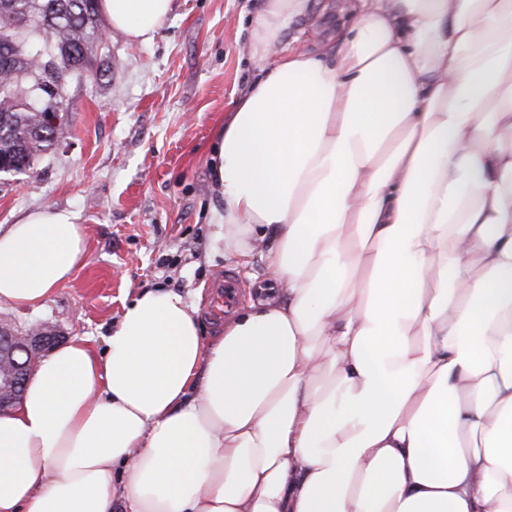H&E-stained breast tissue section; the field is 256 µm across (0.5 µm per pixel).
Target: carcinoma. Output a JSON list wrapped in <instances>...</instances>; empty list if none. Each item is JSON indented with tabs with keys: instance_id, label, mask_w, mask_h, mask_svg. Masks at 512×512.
I'll return each instance as SVG.
<instances>
[{
	"instance_id": "1",
	"label": "carcinoma",
	"mask_w": 512,
	"mask_h": 512,
	"mask_svg": "<svg viewBox=\"0 0 512 512\" xmlns=\"http://www.w3.org/2000/svg\"><path fill=\"white\" fill-rule=\"evenodd\" d=\"M98 2L0 0V159L11 164L9 172H27L63 134V115L51 125L47 110L63 99L67 79L88 68L93 48L102 42ZM26 19L52 44L58 74H45L49 57L8 41Z\"/></svg>"
}]
</instances>
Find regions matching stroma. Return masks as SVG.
<instances>
[{
    "label": "stroma",
    "mask_w": 512,
    "mask_h": 512,
    "mask_svg": "<svg viewBox=\"0 0 512 512\" xmlns=\"http://www.w3.org/2000/svg\"><path fill=\"white\" fill-rule=\"evenodd\" d=\"M351 0H314L310 50L335 33ZM263 0H176L156 37L129 44L107 31L91 54L100 80L72 79L64 131L24 174L0 176V226L55 208L84 224L87 247L73 276L40 306L0 303V319L28 328L55 322L65 336L104 338L126 302L163 288L199 303L205 338L220 335L218 281L243 279L215 240L216 192L208 157L233 97L257 77L247 51Z\"/></svg>",
    "instance_id": "stroma-1"
}]
</instances>
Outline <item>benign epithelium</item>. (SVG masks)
Here are the masks:
<instances>
[{
  "instance_id": "obj_1",
  "label": "benign epithelium",
  "mask_w": 512,
  "mask_h": 512,
  "mask_svg": "<svg viewBox=\"0 0 512 512\" xmlns=\"http://www.w3.org/2000/svg\"><path fill=\"white\" fill-rule=\"evenodd\" d=\"M61 339L48 321L25 330L0 324V412L19 401L27 378Z\"/></svg>"
}]
</instances>
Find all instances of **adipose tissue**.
Instances as JSON below:
<instances>
[{"label":"adipose tissue","mask_w":512,"mask_h":512,"mask_svg":"<svg viewBox=\"0 0 512 512\" xmlns=\"http://www.w3.org/2000/svg\"><path fill=\"white\" fill-rule=\"evenodd\" d=\"M176 0H99L130 43ZM311 0L249 19L259 77L210 159L224 254L271 284L205 340L141 293L0 413V512H512V0ZM86 253L46 208L0 231V302ZM313 16L306 21L305 34L299 42L291 43L292 47L311 50L321 40L335 33L336 26L346 20L347 11L344 7L354 0H315ZM311 35L310 37H308Z\"/></svg>","instance_id":"1"}]
</instances>
